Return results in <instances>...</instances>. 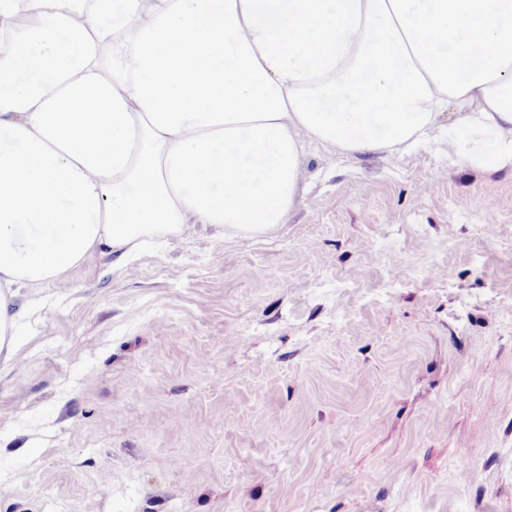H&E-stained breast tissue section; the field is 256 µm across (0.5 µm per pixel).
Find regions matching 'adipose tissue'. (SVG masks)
<instances>
[{
    "label": "adipose tissue",
    "mask_w": 512,
    "mask_h": 512,
    "mask_svg": "<svg viewBox=\"0 0 512 512\" xmlns=\"http://www.w3.org/2000/svg\"><path fill=\"white\" fill-rule=\"evenodd\" d=\"M0 357L22 288L161 234L284 223L304 145L512 169V0H0ZM124 33L108 63L104 19Z\"/></svg>",
    "instance_id": "adipose-tissue-1"
}]
</instances>
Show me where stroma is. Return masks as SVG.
<instances>
[{"mask_svg": "<svg viewBox=\"0 0 512 512\" xmlns=\"http://www.w3.org/2000/svg\"><path fill=\"white\" fill-rule=\"evenodd\" d=\"M302 168L274 232L22 290L0 512H512V174L444 143Z\"/></svg>", "mask_w": 512, "mask_h": 512, "instance_id": "35a3bbf8", "label": "stroma"}]
</instances>
